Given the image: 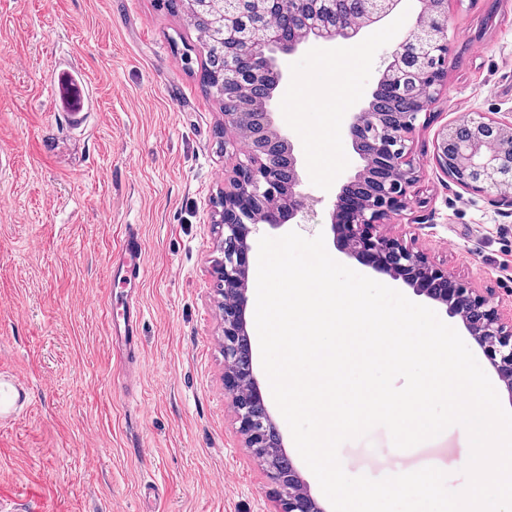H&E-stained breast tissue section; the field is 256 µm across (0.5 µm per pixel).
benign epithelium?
<instances>
[{"mask_svg":"<svg viewBox=\"0 0 512 512\" xmlns=\"http://www.w3.org/2000/svg\"><path fill=\"white\" fill-rule=\"evenodd\" d=\"M186 13L205 20L203 48L221 62L224 128L244 159L224 178L215 201L221 257L211 276L224 314V393L245 447L279 487L278 512H326L287 456L253 367L247 305L254 238L305 216L316 199L303 188L294 146L276 126L274 92L285 79L278 53L308 41L351 39L390 15L398 0H192ZM448 0H424L415 26L383 62L368 106L353 109L347 134L361 168L330 211L334 240L349 256L401 280L459 319L512 399V318L495 298L448 276L421 250L383 226L410 206L420 175L414 133L431 115L448 78ZM433 161L448 182L512 209V118L475 112L441 127Z\"/></svg>","mask_w":512,"mask_h":512,"instance_id":"7a95c632","label":"benign epithelium"}]
</instances>
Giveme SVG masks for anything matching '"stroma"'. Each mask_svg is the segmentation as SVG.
Listing matches in <instances>:
<instances>
[{
	"mask_svg": "<svg viewBox=\"0 0 512 512\" xmlns=\"http://www.w3.org/2000/svg\"><path fill=\"white\" fill-rule=\"evenodd\" d=\"M421 0L348 41L305 44L272 110L299 153L308 222L265 228L323 236L328 253L416 298L335 243L328 213L361 160L349 109L369 103L379 66ZM448 79L414 134L421 181L384 230L512 313V215L449 184L433 162L445 123L512 116V0H448ZM198 31L161 0H0V370L27 381V408L0 423V512H277L278 491L245 448L224 394V322L211 267L213 201L239 159L220 101L201 84ZM349 86L342 94L341 86ZM315 105L291 119L288 90ZM145 250L136 378L110 341L112 258L126 225ZM462 426L399 450L388 430L342 444L348 475L433 466L457 489Z\"/></svg>",
	"mask_w": 512,
	"mask_h": 512,
	"instance_id": "35a3bbf8",
	"label": "stroma"
}]
</instances>
